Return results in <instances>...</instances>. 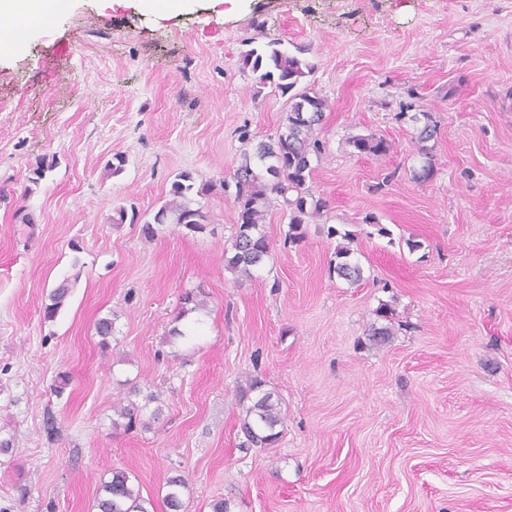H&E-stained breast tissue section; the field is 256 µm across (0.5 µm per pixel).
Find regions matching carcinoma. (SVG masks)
Wrapping results in <instances>:
<instances>
[{"label":"carcinoma","mask_w":512,"mask_h":512,"mask_svg":"<svg viewBox=\"0 0 512 512\" xmlns=\"http://www.w3.org/2000/svg\"><path fill=\"white\" fill-rule=\"evenodd\" d=\"M306 49L295 48L291 52L282 40L272 38L246 50L242 55L243 65L258 74V84H275L282 95L287 97V115L281 130L267 139H261L251 150L242 154L241 161L234 169L232 181H220L224 192H232L233 205L237 212V223L232 236L229 256L225 258L226 269L240 278L251 279L271 258L270 241L262 224L270 207L282 202L289 210L288 232L284 244L296 245L306 236V225L323 217L327 202L314 195L309 181L315 169L313 162L319 158L322 141L316 130L322 125L325 112L329 109L327 100L303 85L306 77L315 66L304 58ZM415 123L420 167L412 170L413 179L426 182L434 175L433 147L427 142L437 136V124L427 112H416L409 116ZM353 152L359 155L385 157L392 148L385 138L374 134L353 135L348 138ZM210 190V186H195L193 176L188 172L176 175L169 190V199L156 212L142 223L144 238L157 236L159 227L164 224H177L191 232H202L209 224L208 213L197 197ZM327 236L338 237L336 262L329 270L338 277L356 284L363 279V267L359 259L360 251L352 246L356 234L342 231L334 226L327 228ZM72 282L62 280L48 295V303L43 307V318L54 319L61 311L71 293ZM183 306L176 316L181 320L186 314L205 307L203 294L187 292L182 297ZM380 326L372 325L369 341L378 343L392 335L394 313L390 305L383 304L376 311ZM95 332L100 343L106 347L114 332V321L102 317L95 323ZM239 404L245 407V415L240 429L244 440L243 448H266L280 436L277 426L283 423L279 399L263 390V384L256 378L246 381L239 390ZM159 402L157 394L151 392L143 397V403L134 401L113 406L117 419L112 425L132 427L140 413L152 403ZM125 423H120V420ZM186 485L180 475L168 478L170 491L165 501L172 512L182 507L179 488ZM95 508L99 512H148L138 489L135 488L130 473L123 470L112 471V477L101 483Z\"/></svg>","instance_id":"1"}]
</instances>
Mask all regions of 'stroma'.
Instances as JSON below:
<instances>
[{"label": "stroma", "mask_w": 512, "mask_h": 512, "mask_svg": "<svg viewBox=\"0 0 512 512\" xmlns=\"http://www.w3.org/2000/svg\"><path fill=\"white\" fill-rule=\"evenodd\" d=\"M258 36L307 47L315 66L330 108L310 185L328 211L288 246L274 206L272 257L241 280L224 268L237 213L219 182L287 108L242 64ZM409 108L438 126L425 183ZM371 133L388 156L347 143ZM182 172L211 186L205 232L148 240L113 223L120 205L151 216ZM331 225L357 235V284L329 271ZM189 290L207 306L176 340ZM383 301L393 334L370 348ZM253 375L281 402L268 448L239 445L236 391ZM134 385L161 413L113 428ZM0 439L9 512H95L115 468L154 512L174 474L182 512H512V0H191L173 15L72 0L61 24L36 21L0 56ZM72 282L66 278L63 279L48 295V303L43 307V318L53 320L61 311L65 301L69 297L72 288Z\"/></svg>", "instance_id": "1"}]
</instances>
